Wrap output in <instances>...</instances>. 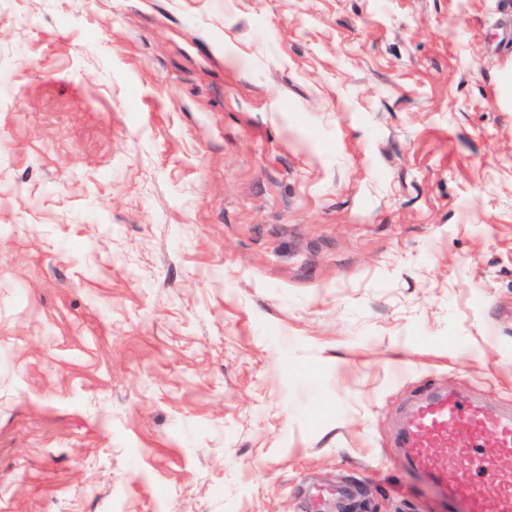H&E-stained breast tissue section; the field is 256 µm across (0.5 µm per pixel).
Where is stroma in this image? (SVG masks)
Wrapping results in <instances>:
<instances>
[{"label":"stroma","mask_w":512,"mask_h":512,"mask_svg":"<svg viewBox=\"0 0 512 512\" xmlns=\"http://www.w3.org/2000/svg\"><path fill=\"white\" fill-rule=\"evenodd\" d=\"M0 512H444L512 413L506 0H0ZM400 446L448 512H512V416L433 390L411 404Z\"/></svg>","instance_id":"stroma-1"}]
</instances>
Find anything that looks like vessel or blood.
Masks as SVG:
<instances>
[{
	"label": "vessel or blood",
	"instance_id": "1",
	"mask_svg": "<svg viewBox=\"0 0 512 512\" xmlns=\"http://www.w3.org/2000/svg\"><path fill=\"white\" fill-rule=\"evenodd\" d=\"M400 446L448 512H512V416L433 390L411 404Z\"/></svg>",
	"mask_w": 512,
	"mask_h": 512
}]
</instances>
